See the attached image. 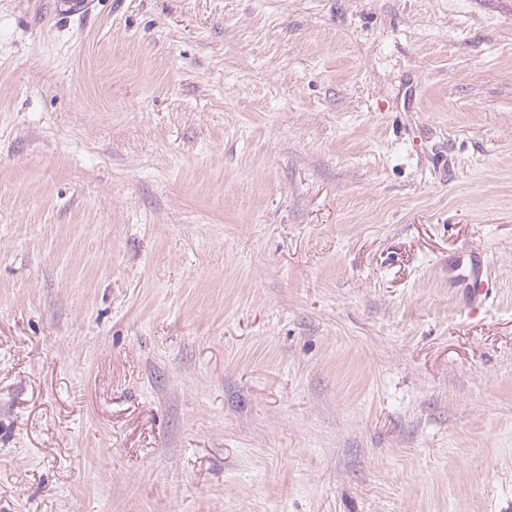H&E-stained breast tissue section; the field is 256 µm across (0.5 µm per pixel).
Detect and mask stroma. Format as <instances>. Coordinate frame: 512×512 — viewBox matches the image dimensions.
<instances>
[{
	"instance_id": "stroma-1",
	"label": "stroma",
	"mask_w": 512,
	"mask_h": 512,
	"mask_svg": "<svg viewBox=\"0 0 512 512\" xmlns=\"http://www.w3.org/2000/svg\"><path fill=\"white\" fill-rule=\"evenodd\" d=\"M0 512H512V0H0Z\"/></svg>"
}]
</instances>
